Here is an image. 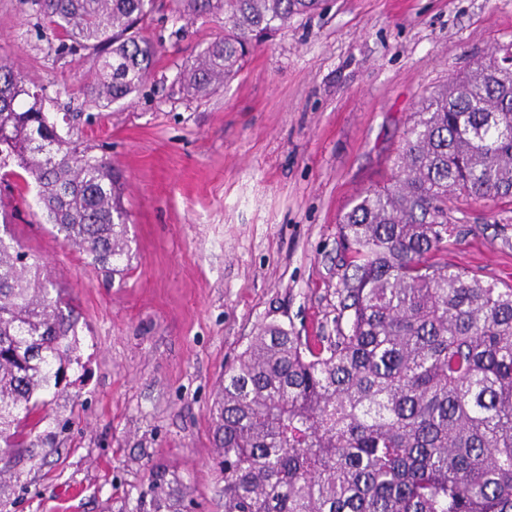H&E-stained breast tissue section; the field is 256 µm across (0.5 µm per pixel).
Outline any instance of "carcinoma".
Returning <instances> with one entry per match:
<instances>
[{
    "label": "carcinoma",
    "instance_id": "obj_1",
    "mask_svg": "<svg viewBox=\"0 0 512 512\" xmlns=\"http://www.w3.org/2000/svg\"><path fill=\"white\" fill-rule=\"evenodd\" d=\"M57 52L93 64L107 107L151 73L155 0H31ZM224 27L177 79L206 96L264 38L323 0H173ZM45 88L0 60V179L31 180L46 223L87 263L130 259L120 175L62 133ZM512 198V77L496 53L418 102L388 180L338 227L348 272L336 335L261 327L224 373L211 412L224 512H512V285L448 263V202ZM0 236V442L11 456L78 349V316L37 263ZM152 469L136 512H186Z\"/></svg>",
    "mask_w": 512,
    "mask_h": 512
}]
</instances>
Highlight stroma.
Wrapping results in <instances>:
<instances>
[{
  "label": "stroma",
  "mask_w": 512,
  "mask_h": 512,
  "mask_svg": "<svg viewBox=\"0 0 512 512\" xmlns=\"http://www.w3.org/2000/svg\"><path fill=\"white\" fill-rule=\"evenodd\" d=\"M154 14L163 50L130 99L99 109L87 64L55 53L26 0H0V58L45 86L54 119L125 177L131 260L108 279L13 190L14 238L80 312V361L46 394L32 444L11 459L0 512H133L153 466L191 512H224L209 409L261 326L329 336L345 268L338 224L381 182L423 96L512 43V0H329L263 43L204 99L175 78L221 35ZM448 261L512 284V202L448 205Z\"/></svg>",
  "instance_id": "obj_1"
}]
</instances>
